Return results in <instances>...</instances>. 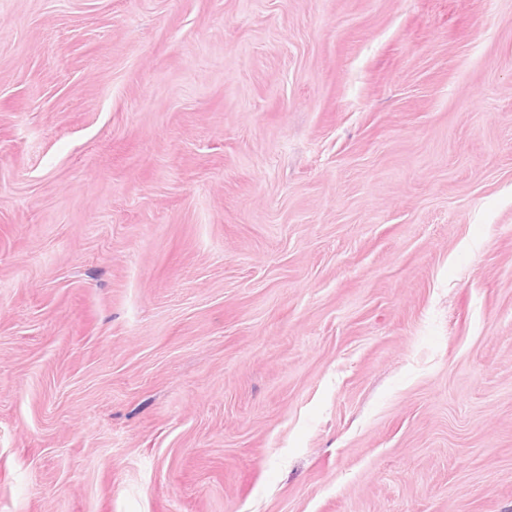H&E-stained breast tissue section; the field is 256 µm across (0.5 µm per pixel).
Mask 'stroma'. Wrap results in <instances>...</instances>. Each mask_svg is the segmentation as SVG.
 <instances>
[{
  "mask_svg": "<svg viewBox=\"0 0 512 512\" xmlns=\"http://www.w3.org/2000/svg\"><path fill=\"white\" fill-rule=\"evenodd\" d=\"M0 512H512V0H0Z\"/></svg>",
  "mask_w": 512,
  "mask_h": 512,
  "instance_id": "stroma-1",
  "label": "stroma"
}]
</instances>
